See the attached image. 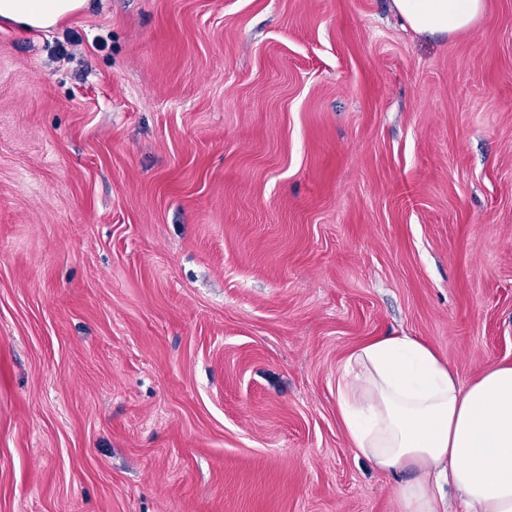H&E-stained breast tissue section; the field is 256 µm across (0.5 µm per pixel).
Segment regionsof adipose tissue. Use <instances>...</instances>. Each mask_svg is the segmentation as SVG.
<instances>
[{"label": "adipose tissue", "mask_w": 512, "mask_h": 512, "mask_svg": "<svg viewBox=\"0 0 512 512\" xmlns=\"http://www.w3.org/2000/svg\"><path fill=\"white\" fill-rule=\"evenodd\" d=\"M421 35L468 29L484 0H392ZM89 0H0V23L24 31L55 28ZM350 448L381 471L403 474V512H512V364L468 387L422 340L380 336L356 349L336 381Z\"/></svg>", "instance_id": "adipose-tissue-1"}]
</instances>
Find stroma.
I'll return each mask as SVG.
<instances>
[{"label": "stroma", "mask_w": 512, "mask_h": 512, "mask_svg": "<svg viewBox=\"0 0 512 512\" xmlns=\"http://www.w3.org/2000/svg\"><path fill=\"white\" fill-rule=\"evenodd\" d=\"M512 363V0L0 24V512H402L336 380ZM395 11L421 35L468 29L483 13L484 0H392Z\"/></svg>", "instance_id": "stroma-1"}]
</instances>
